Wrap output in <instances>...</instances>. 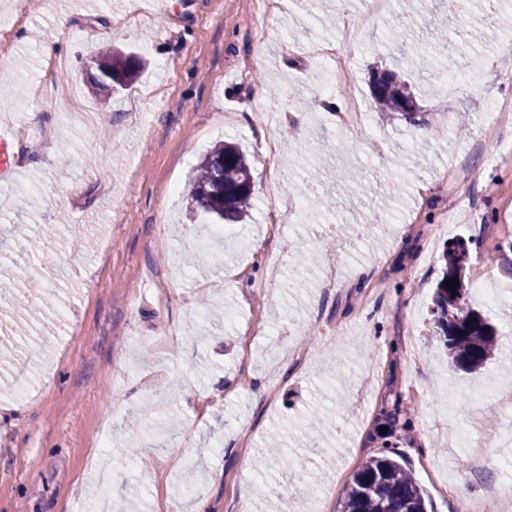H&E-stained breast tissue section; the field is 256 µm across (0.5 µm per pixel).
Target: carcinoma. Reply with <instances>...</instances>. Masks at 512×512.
<instances>
[{"label": "carcinoma", "mask_w": 512, "mask_h": 512, "mask_svg": "<svg viewBox=\"0 0 512 512\" xmlns=\"http://www.w3.org/2000/svg\"><path fill=\"white\" fill-rule=\"evenodd\" d=\"M96 72L90 76L95 95L111 92V84L130 82L141 68L133 55L107 48L95 59ZM378 111L390 119L417 124V107L409 86L391 73L389 85L371 89ZM252 166L246 154L233 142L219 143L197 167L193 199L213 221L239 222L251 208ZM466 247L458 244L442 254L443 275L433 295V313L448 362L469 372L482 369L498 346L496 330L482 311L471 307L465 282ZM456 278V291L443 282ZM338 512H428V500L410 472L393 456L383 452L366 460L346 487Z\"/></svg>", "instance_id": "carcinoma-1"}]
</instances>
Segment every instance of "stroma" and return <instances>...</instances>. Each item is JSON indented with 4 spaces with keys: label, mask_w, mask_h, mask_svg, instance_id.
<instances>
[{
    "label": "stroma",
    "mask_w": 512,
    "mask_h": 512,
    "mask_svg": "<svg viewBox=\"0 0 512 512\" xmlns=\"http://www.w3.org/2000/svg\"><path fill=\"white\" fill-rule=\"evenodd\" d=\"M22 1L26 16L0 36L11 58L0 121L19 158L0 183V279L39 281L51 300L0 310V512H267L276 501L336 512L362 463L387 448L433 512L469 497L512 512L494 490L512 463V127L484 134L490 100H512V0H395L344 49L353 82L334 97L365 110L344 129L307 53L335 39L336 0H279L263 31L257 0H145L142 24L133 0ZM393 29L420 49L440 35L460 45L452 67L468 79L442 90L401 62ZM50 43L78 108L57 96ZM105 43L145 69L103 104L84 77ZM385 69L409 84L423 126L376 112L370 78ZM265 134L286 187L254 162L245 220L185 263L208 221L194 168L224 140L254 154ZM35 152L46 165H32ZM315 168L309 192L333 199L329 214L289 211ZM273 203L287 217L271 240ZM43 225L55 229L51 268L23 249ZM453 240L468 248L467 280L483 262L500 291L492 305L472 297L498 330L474 374L449 367L430 316ZM327 261L343 273L325 295ZM205 300L236 322L209 317ZM274 432L290 463L262 484L254 464ZM309 483L324 486L325 507Z\"/></svg>",
    "instance_id": "1"
}]
</instances>
